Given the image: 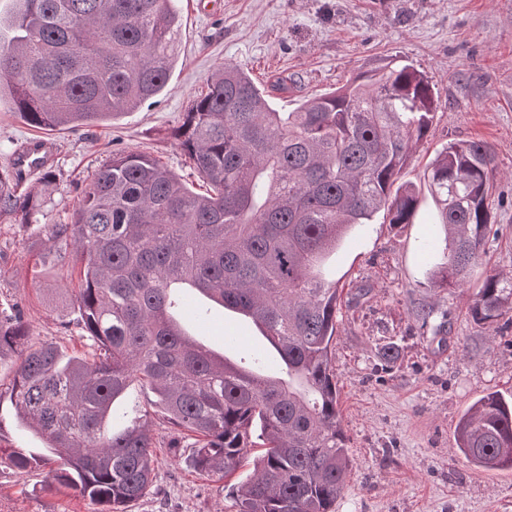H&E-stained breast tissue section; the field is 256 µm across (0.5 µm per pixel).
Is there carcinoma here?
<instances>
[{
  "label": "carcinoma",
  "instance_id": "1",
  "mask_svg": "<svg viewBox=\"0 0 512 512\" xmlns=\"http://www.w3.org/2000/svg\"><path fill=\"white\" fill-rule=\"evenodd\" d=\"M173 0H16L0 39V96L29 124L53 130L131 112L162 92L179 41ZM433 86L411 65L274 109L226 64L206 79L174 132L208 189L196 193L144 153L96 173L73 222L47 226L48 249L73 248L78 324L89 358L34 345L19 317L0 316L13 351L11 401L50 455L0 449L14 469L47 467L96 512H126L155 467L150 418L112 431V405L134 383L192 436L189 466L224 477L254 448L253 473L232 487L237 512H334L352 468L332 344L342 293L321 267L350 231L378 215L412 224V144L434 117ZM495 154L483 141L442 145L428 176L445 244L421 245L432 288H465L493 230ZM41 201L0 176V217L29 223ZM471 314L492 324L512 309V277L483 273ZM185 285L248 318L288 380L247 370L197 344L172 311ZM456 448L489 471L512 470V394L491 391L459 419Z\"/></svg>",
  "mask_w": 512,
  "mask_h": 512
}]
</instances>
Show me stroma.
<instances>
[{
  "instance_id": "obj_1",
  "label": "stroma",
  "mask_w": 512,
  "mask_h": 512,
  "mask_svg": "<svg viewBox=\"0 0 512 512\" xmlns=\"http://www.w3.org/2000/svg\"><path fill=\"white\" fill-rule=\"evenodd\" d=\"M179 61L168 87L116 120L47 131L0 98V173H11L26 143L53 142L45 168L19 190L41 193L31 224L0 219V314L18 315L36 344L82 357L89 348L72 303L80 267L66 252L46 264L45 225L71 223L96 171L122 152L158 159L194 191L203 182L173 137L208 75L231 63L249 72L275 109L359 76L407 63L429 77L433 124L414 149L403 180L423 185L435 152L448 141H485L495 150L490 181L498 229L478 259V272L512 276V0H177ZM430 193L413 223H376L353 233L324 269L343 290L333 365L353 468L336 512H512V472L488 471L454 454L456 425L489 391L512 392V316L494 324L471 316L476 291L434 288L419 252L424 239L442 244ZM432 310L445 329L422 327L416 310ZM210 321L184 328L235 362L266 354L280 361L243 316L211 305ZM398 346L386 365L377 349ZM157 440L155 477L128 512H236L231 488L253 469L245 461L223 478L186 463L190 437L162 416L151 418ZM89 499L51 486L45 469L0 465V512H94Z\"/></svg>"
}]
</instances>
